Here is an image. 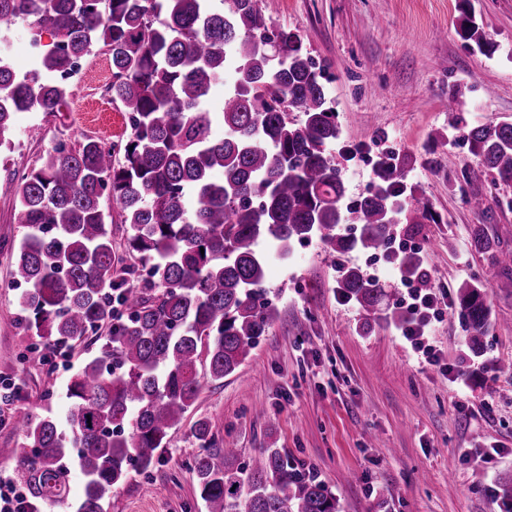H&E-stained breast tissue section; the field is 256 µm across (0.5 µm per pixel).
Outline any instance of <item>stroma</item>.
Masks as SVG:
<instances>
[{
  "label": "stroma",
  "instance_id": "1",
  "mask_svg": "<svg viewBox=\"0 0 512 512\" xmlns=\"http://www.w3.org/2000/svg\"><path fill=\"white\" fill-rule=\"evenodd\" d=\"M268 25L298 33L326 67L341 141L365 143L366 155L337 156L348 197L373 178L369 155L396 150L413 200L429 204L436 222L402 224L394 251L414 252L429 285L455 299L481 278L493 325L482 356L466 358L459 322L440 317L421 340L399 326L369 322L344 302L342 266L359 268L392 294L411 301L399 267L383 254H330L319 241L294 244L271 260L279 318L250 358L223 383L204 382L149 475L131 474L112 495L109 512H207L191 466L199 452L197 419L217 441L230 440L241 461L257 449L283 448L314 470L342 512H501L495 492L512 478V291L498 289L497 269L470 245L475 224H493L512 248V187L476 186L482 209L458 189L472 156L455 139L448 96L462 92L473 122L512 120V0H258ZM473 19L493 43L480 51L461 26ZM22 152L36 161L57 137L85 130L126 135L125 112L96 116L85 127L68 110L18 115ZM13 196L0 185V448H22L13 427L24 415L64 414L66 386L86 357L63 350L52 364L20 363L31 338L11 286L9 248L23 237L13 223ZM492 454L477 457L476 449Z\"/></svg>",
  "mask_w": 512,
  "mask_h": 512
}]
</instances>
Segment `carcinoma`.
Segmentation results:
<instances>
[{
	"instance_id": "obj_1",
	"label": "carcinoma",
	"mask_w": 512,
	"mask_h": 512,
	"mask_svg": "<svg viewBox=\"0 0 512 512\" xmlns=\"http://www.w3.org/2000/svg\"><path fill=\"white\" fill-rule=\"evenodd\" d=\"M0 0V30L24 22L51 47L17 74L0 56V156L14 152L16 115L61 111L70 90L57 81L77 59L102 52L108 94L129 120L118 144L61 138L13 187V223L26 234L13 255L19 308L38 342L25 361L107 335L67 385L64 418H23L27 450L16 467L34 504L108 512L131 472L148 473L200 392L198 364L222 381L249 358L278 319L266 280L269 256L313 238L333 252L387 250L400 224L435 221L426 203L408 205L396 153L373 164V181L346 199L334 147L336 112L325 69L299 34L268 26L257 0ZM463 36L489 44L472 20ZM231 75L224 108L205 107L211 86ZM456 137L473 162L472 186L512 187V122L473 123L467 100L450 97ZM128 230L115 259L112 211ZM349 224L358 234L341 233ZM471 245L512 288V250L493 224H476ZM420 275L414 252L396 257ZM340 292L373 320H405L386 288L346 267ZM451 316L474 357L484 352L491 310L480 280L463 283ZM202 448L192 471L208 512H341L332 489L280 448L238 462L210 424L193 425ZM85 478L68 503L70 463Z\"/></svg>"
}]
</instances>
